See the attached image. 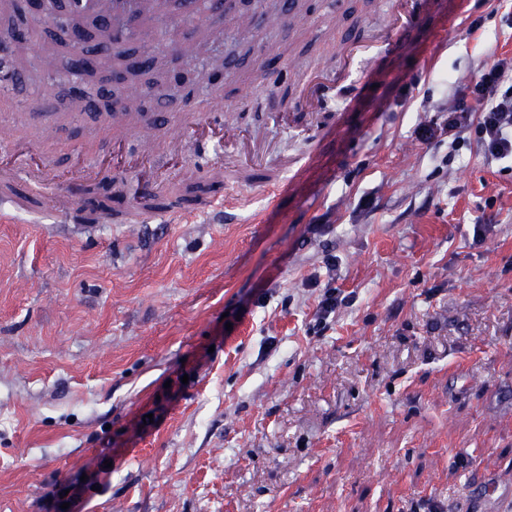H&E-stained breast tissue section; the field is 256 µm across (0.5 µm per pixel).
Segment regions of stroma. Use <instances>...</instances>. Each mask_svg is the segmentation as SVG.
<instances>
[{
	"label": "stroma",
	"instance_id": "35a3bbf8",
	"mask_svg": "<svg viewBox=\"0 0 512 512\" xmlns=\"http://www.w3.org/2000/svg\"><path fill=\"white\" fill-rule=\"evenodd\" d=\"M389 0H304L278 30L252 22L221 122L264 134L283 165L246 184L236 221L73 224L53 204L110 194L14 180L0 210V512H42L82 483L71 512H499L512 495V162L475 135L453 142L454 96L512 57V0H427L408 33ZM477 31H470L472 21ZM170 17L137 24L132 58L184 71L192 106L213 89L172 45L233 51L228 19L205 35ZM24 58L41 103L0 98V122L53 125L58 171L91 163L171 198L207 183L222 145L189 139L127 169L157 130L139 124L116 164L102 116L74 107L44 60ZM384 30L378 64L345 66L334 37ZM288 61L263 71L264 54ZM351 76H343V68ZM337 74L307 131L313 70ZM437 129L421 141L417 129ZM347 296L318 323L324 292Z\"/></svg>",
	"mask_w": 512,
	"mask_h": 512
}]
</instances>
